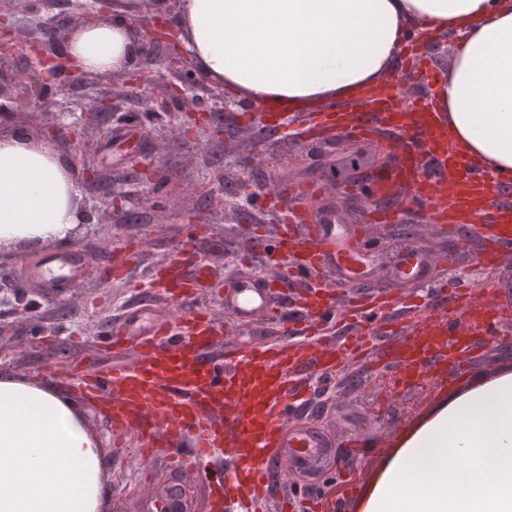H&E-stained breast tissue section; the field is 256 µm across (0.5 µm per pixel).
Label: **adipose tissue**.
I'll list each match as a JSON object with an SVG mask.
<instances>
[{"instance_id":"1","label":"adipose tissue","mask_w":512,"mask_h":512,"mask_svg":"<svg viewBox=\"0 0 512 512\" xmlns=\"http://www.w3.org/2000/svg\"><path fill=\"white\" fill-rule=\"evenodd\" d=\"M175 12L195 67L267 112L360 100L414 29L454 35L434 107L464 158L512 180V0H108L76 26L68 65L130 68L134 19ZM87 220L62 147L0 136V249L64 244ZM108 464L82 408L48 385L0 375V512H103ZM359 512H512V371L475 377L403 434Z\"/></svg>"}]
</instances>
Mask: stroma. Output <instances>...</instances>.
<instances>
[{
  "mask_svg": "<svg viewBox=\"0 0 512 512\" xmlns=\"http://www.w3.org/2000/svg\"><path fill=\"white\" fill-rule=\"evenodd\" d=\"M75 18L72 0H29L27 7H12L0 0V17L41 40V26L48 17ZM425 51L417 57L398 56L387 82L393 88L407 87L409 99L427 103L436 81L445 73L456 53V40L414 32ZM38 64L34 53L16 48L0 53V102L14 115L0 121V134L25 126L43 136L53 119L30 112L32 92L16 76ZM43 85L61 110L71 111L79 125L76 139L58 137L81 177L106 179L132 163L141 165V189L152 192L143 201L132 191L114 208L86 199L88 223L73 240L38 250L18 247L0 253V291L16 296L17 309L0 308V374L53 386L78 402L89 426L102 440L110 472V495L106 512H160L161 492L170 491L184 502L185 512H213L209 474L187 458V447L178 452L159 449L154 458L140 455L135 442L116 446L106 399L87 397L73 388V369L81 366L95 374L131 364V350L112 345L113 331L142 335L157 322L169 319L173 298L157 287L154 275L169 263L192 271L205 263L216 277L208 288L196 290L184 302L185 311L210 318L215 336L225 352L232 353L252 342H291L296 325L305 318L294 302L298 294L319 287L322 274L293 281L276 303L283 308L282 322L267 320L260 327L239 323L222 304L223 284L231 277L268 280L266 253L258 241L276 245L284 217H295L310 205L313 217L323 224L348 225L365 230L374 248L368 267L359 278L334 277L336 312L324 317L319 336L329 343H349L359 330H371L382 339L353 369L339 370L329 392L336 395V410L330 416L332 433L339 443L334 470L346 484L344 512H356V504L371 475L381 466L403 432L429 416L449 394L470 378L494 376L512 370V359L498 353L500 340L512 341V240L497 247L495 262L485 259L489 239L479 233L464 249L453 242L459 225L431 220L408 203L409 191L394 184L386 197L369 196L364 178L348 171L345 161L358 139L340 130H325L316 137H303L310 125L307 112L290 114V126L271 128L264 139L252 140L243 133L239 142L224 146L208 126L181 128L178 104L170 86L174 75L147 87L151 109L144 112L131 100H114L112 137H104L86 122L81 106L96 96L97 81L74 82L73 70L64 57L42 68ZM165 127V144L156 147L151 131ZM376 163L398 169L405 144L426 147L423 135L402 134L387 128L372 136ZM255 157L253 170L224 164L225 153ZM273 183L278 204L269 209L261 203L246 204L243 195L257 183ZM389 210L390 224H376L372 215ZM136 212L139 223L124 221ZM400 248L414 256L427 270L437 271L445 287L426 290L404 283L379 262L386 250ZM73 254L86 260L83 277L73 281L64 274L50 285L31 281L30 268L50 259ZM482 289V302L493 304L501 319L495 336L478 333L468 324L469 315L458 301L460 286ZM389 293L414 297L412 309H398L375 324L348 318L347 299L354 294ZM441 308L457 323L467 324L470 347L462 362L448 361L431 368L422 385L404 379L398 351L405 341L400 320Z\"/></svg>",
  "mask_w": 512,
  "mask_h": 512,
  "instance_id": "stroma-1",
  "label": "stroma"
}]
</instances>
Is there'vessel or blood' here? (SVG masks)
I'll return each instance as SVG.
<instances>
[{
	"label": "vessel or blood",
	"instance_id": "b4317fda",
	"mask_svg": "<svg viewBox=\"0 0 512 512\" xmlns=\"http://www.w3.org/2000/svg\"><path fill=\"white\" fill-rule=\"evenodd\" d=\"M369 103L376 121L412 125L426 134L425 153L403 155L401 176L412 202L425 207L428 218L445 220L482 211L495 182L449 144L438 112L426 106L410 112L407 101L396 94L373 97ZM307 233L304 250L289 246L284 237L277 246L281 257L297 260V274L324 267L330 259L339 260L351 273L363 264L367 248L360 232L340 233L332 224H311ZM209 276L205 266L187 278L171 265L164 279L173 288H199ZM272 293L268 284L230 283L224 289V303L247 323L270 313ZM176 318L184 322L186 334L157 324L135 342L141 361L107 375H81L76 387L90 396L111 394L116 439L136 432L150 454L159 440H186L194 459L231 460L235 465L231 491L242 495L252 512H260L272 490L273 461L288 458L312 465L322 455V445L312 432L291 430L285 424L288 410L309 384L301 367L313 366L321 378L334 377L339 365L361 361L374 338L361 336L354 346L336 349L304 330L289 344H256L227 354L215 345L210 326L181 312ZM462 341L446 316L422 318L401 347L407 377L425 375L424 358L444 357Z\"/></svg>",
	"mask_w": 512,
	"mask_h": 512
}]
</instances>
